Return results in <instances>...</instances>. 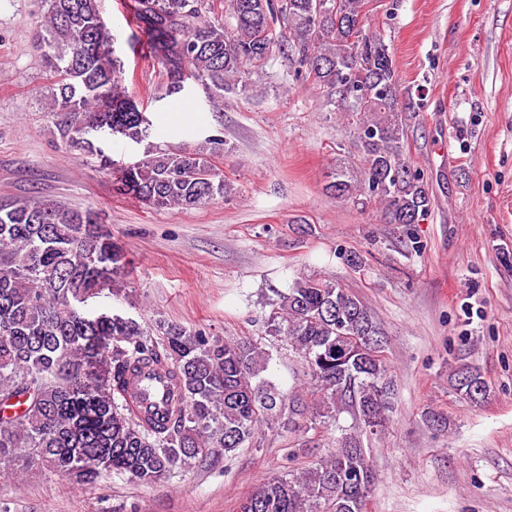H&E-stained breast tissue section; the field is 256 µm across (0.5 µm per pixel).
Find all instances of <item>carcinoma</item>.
<instances>
[{
	"label": "carcinoma",
	"instance_id": "1",
	"mask_svg": "<svg viewBox=\"0 0 512 512\" xmlns=\"http://www.w3.org/2000/svg\"><path fill=\"white\" fill-rule=\"evenodd\" d=\"M38 48L50 73L45 111L56 137L112 168L113 189L150 208L204 207L231 188L211 162L224 138L198 149L150 141L153 122L129 95L115 36L100 0H44ZM227 22L210 17L211 0H128L145 40L131 52L157 67L159 98L187 94L198 82L211 100L246 88L279 54L295 58L296 77L327 92V103L356 118L362 163L338 169L329 189L344 201L383 206L390 224L423 221L432 202L404 150L405 129L392 55L365 25L369 0H225ZM283 28L276 29L277 24ZM142 157L117 166L102 147L103 127ZM96 217L53 204L0 203V478L23 469L82 483L112 472L146 484L253 443L259 426L289 431L336 421L342 405L368 428L382 427L393 389L386 362L338 337L379 331L364 304L338 285L297 281L269 320L305 361L310 398L285 395L262 377L270 354L202 329L159 320L155 332L130 317L85 310L120 294L123 249L97 234ZM167 372L169 396L156 418L130 382L148 368ZM453 387L480 403L489 386L479 368L457 367ZM367 456L358 436L289 478H269L241 512H358L371 487L359 484Z\"/></svg>",
	"mask_w": 512,
	"mask_h": 512
}]
</instances>
